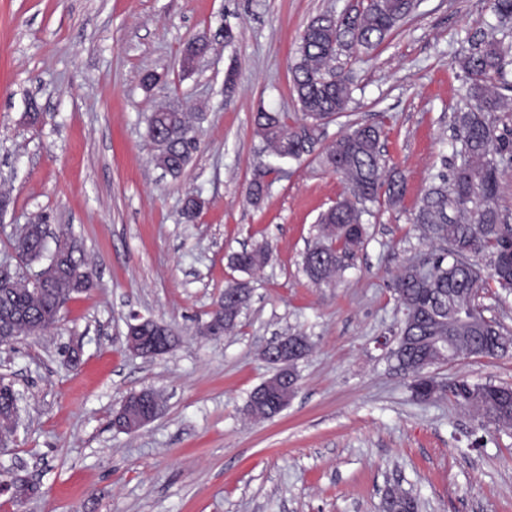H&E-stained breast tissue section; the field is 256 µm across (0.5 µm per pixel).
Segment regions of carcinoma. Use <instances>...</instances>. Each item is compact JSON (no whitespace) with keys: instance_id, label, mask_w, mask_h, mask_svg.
<instances>
[{"instance_id":"carcinoma-1","label":"carcinoma","mask_w":512,"mask_h":512,"mask_svg":"<svg viewBox=\"0 0 512 512\" xmlns=\"http://www.w3.org/2000/svg\"><path fill=\"white\" fill-rule=\"evenodd\" d=\"M415 8L414 0H368L340 16L321 14L305 28L299 46V60L292 70V91L302 114V124L288 126L287 114L258 110L254 115L257 134L281 159L299 161L310 152L313 137L301 131L330 123L348 110L351 88L347 76L331 72V65L343 50H371L381 44ZM492 11L500 37L469 44L457 58L464 98L474 102L453 116V129L460 147L455 149L451 173L439 172L437 182L422 197L413 223L438 243L429 254L410 261L397 273L393 290L403 320L391 358L411 379L409 388L424 402L445 392L473 410L484 428H512V387L492 382L471 383L461 379L447 389L428 370L456 357H503L512 352V334L502 324L484 315L481 294L494 282L512 294V217L499 205L500 177L512 168V132L496 127L486 118L504 109L512 92L508 80L512 68V0H492ZM193 125L186 112H154L148 121L149 139L161 140L154 157L165 173L177 177L198 151L192 138ZM381 130L375 124H361L331 144L324 163L344 178L349 196L339 200L318 218L317 240L308 248L303 268L317 285H331L346 269L366 234L365 204L379 199L385 190L390 204L405 192L401 175L385 174L382 163ZM32 232L15 235L14 247L40 253L53 262L60 277L52 286L26 283L17 270L0 272V312L19 310L25 318L14 330L13 339L39 334L60 317L59 296L71 295L78 287L71 271L79 269L88 279L93 273L80 247L61 250L60 237L46 236L45 225L30 224ZM270 259V249L260 243L231 256V264L251 274ZM236 306L223 301L220 332L234 326ZM11 385L0 382V437L12 440L15 421ZM383 512H418L409 493L388 489Z\"/></svg>"}]
</instances>
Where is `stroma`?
<instances>
[{"label": "stroma", "instance_id": "stroma-1", "mask_svg": "<svg viewBox=\"0 0 512 512\" xmlns=\"http://www.w3.org/2000/svg\"><path fill=\"white\" fill-rule=\"evenodd\" d=\"M360 0H0V262H15L17 228L71 235L94 271L58 323L0 348V381L22 396L16 441L0 465L40 487L0 495V512H381L400 486L419 512H512V430L484 435L452 396L421 403L389 356L402 312L392 282L431 243L413 222L451 152L461 105L455 56L494 23L490 0H419L376 48L341 53L348 112L301 161L270 156L259 109L299 126L291 68L312 18ZM231 28L233 41L222 32ZM216 39L191 71L179 59ZM159 78L145 88V72ZM202 106L199 150L163 174L146 138L160 104ZM40 120L28 124L30 106ZM382 128L387 169L405 178L394 207L365 215V240L335 286L315 287L303 256L319 215L347 194L321 153L352 125ZM272 168L260 201L256 170ZM201 202L193 219L187 197ZM266 242L235 328L217 339L200 319L240 273L230 255ZM170 325L166 354L126 347L134 316ZM302 334L299 388L272 419H249L250 392L274 371L261 351ZM79 360H72V348ZM446 381L512 384V357L435 366ZM162 393L161 414L131 432L112 426L130 394Z\"/></svg>", "mask_w": 512, "mask_h": 512}]
</instances>
